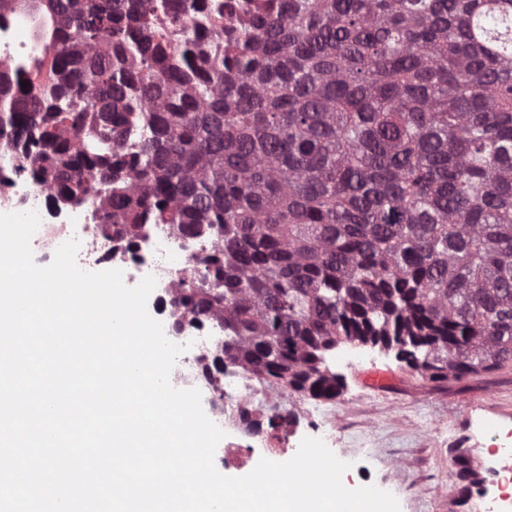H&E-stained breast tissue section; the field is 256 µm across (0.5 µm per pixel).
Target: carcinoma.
<instances>
[{
  "mask_svg": "<svg viewBox=\"0 0 512 512\" xmlns=\"http://www.w3.org/2000/svg\"><path fill=\"white\" fill-rule=\"evenodd\" d=\"M11 174L118 240L206 229L179 284L257 388L319 400L380 344L431 382L512 364V0H14ZM27 87H22V84ZM9 0L0 2V70H22L41 49L33 28L35 20L16 15L7 5Z\"/></svg>",
  "mask_w": 512,
  "mask_h": 512,
  "instance_id": "cac0c4a2",
  "label": "carcinoma"
}]
</instances>
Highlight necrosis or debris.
<instances>
[{"mask_svg": "<svg viewBox=\"0 0 512 512\" xmlns=\"http://www.w3.org/2000/svg\"><path fill=\"white\" fill-rule=\"evenodd\" d=\"M41 49L26 19L16 15L0 0V70H22ZM43 187L16 180L0 193V213L37 212L39 227L31 242L36 264L49 265L59 246L78 239L79 262L118 269L126 285L139 283L145 276L156 279L146 309L163 325L167 338L184 348L170 373V383L178 390L198 389L209 419L225 436L219 443L214 463L218 471L250 470L260 459L272 461L284 456L288 448L299 447L303 438L321 439L328 448L338 442L335 421L293 418L286 444H276L264 431L247 429L243 419L254 414L246 384L227 367L223 377L208 379L203 366L220 354L223 330L215 323L201 326L177 324L172 306L180 280L204 268L212 241L187 238L166 224L140 225L132 248L124 249L99 234L91 206H48ZM479 435L490 442L488 469L491 479L481 492L483 512H512V438L489 425L479 426Z\"/></svg>", "mask_w": 512, "mask_h": 512, "instance_id": "obj_1", "label": "necrosis or debris"}]
</instances>
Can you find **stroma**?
<instances>
[{"mask_svg":"<svg viewBox=\"0 0 512 512\" xmlns=\"http://www.w3.org/2000/svg\"><path fill=\"white\" fill-rule=\"evenodd\" d=\"M346 389L325 407L339 418L340 448L385 487L400 512H479L486 455L472 439L482 420L512 428V364L462 382L436 384L378 346L343 344L327 356ZM384 373L386 385L370 382ZM473 462L479 483L465 487L456 458Z\"/></svg>","mask_w":512,"mask_h":512,"instance_id":"stroma-1","label":"stroma"}]
</instances>
